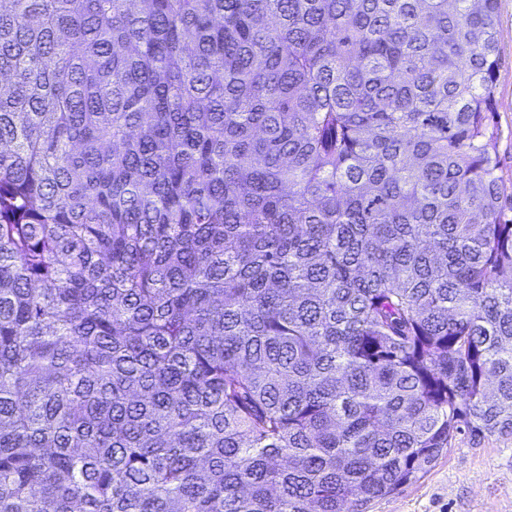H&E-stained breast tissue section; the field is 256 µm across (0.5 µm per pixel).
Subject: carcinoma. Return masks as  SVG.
Wrapping results in <instances>:
<instances>
[{
	"label": "carcinoma",
	"mask_w": 512,
	"mask_h": 512,
	"mask_svg": "<svg viewBox=\"0 0 512 512\" xmlns=\"http://www.w3.org/2000/svg\"><path fill=\"white\" fill-rule=\"evenodd\" d=\"M498 0H0V512H364L512 436Z\"/></svg>",
	"instance_id": "cac0c4a2"
}]
</instances>
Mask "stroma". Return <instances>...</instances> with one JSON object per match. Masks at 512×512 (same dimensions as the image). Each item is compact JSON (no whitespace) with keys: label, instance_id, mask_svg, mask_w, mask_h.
I'll list each match as a JSON object with an SVG mask.
<instances>
[{"label":"stroma","instance_id":"obj_1","mask_svg":"<svg viewBox=\"0 0 512 512\" xmlns=\"http://www.w3.org/2000/svg\"><path fill=\"white\" fill-rule=\"evenodd\" d=\"M500 69L491 153L496 171L512 187V0H499ZM365 512H512V437L455 434L432 467Z\"/></svg>","mask_w":512,"mask_h":512}]
</instances>
